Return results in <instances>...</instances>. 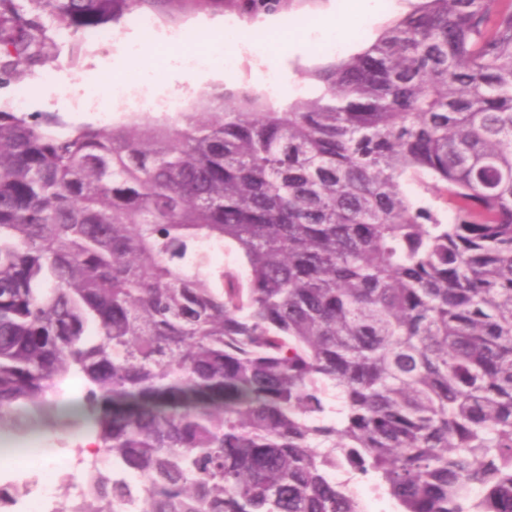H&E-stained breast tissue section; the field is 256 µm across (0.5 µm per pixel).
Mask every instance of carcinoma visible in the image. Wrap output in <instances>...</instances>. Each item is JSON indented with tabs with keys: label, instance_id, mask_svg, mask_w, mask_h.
I'll return each instance as SVG.
<instances>
[{
	"label": "carcinoma",
	"instance_id": "cac0c4a2",
	"mask_svg": "<svg viewBox=\"0 0 512 512\" xmlns=\"http://www.w3.org/2000/svg\"><path fill=\"white\" fill-rule=\"evenodd\" d=\"M161 2L0 0V86ZM308 76L173 122L0 103V433L84 381L109 465L68 512H512V0ZM357 491L368 512H392L393 505L387 498H378L371 490L370 484L361 482L357 485Z\"/></svg>",
	"mask_w": 512,
	"mask_h": 512
}]
</instances>
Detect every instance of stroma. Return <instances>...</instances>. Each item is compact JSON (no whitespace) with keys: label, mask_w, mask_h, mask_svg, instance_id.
Instances as JSON below:
<instances>
[{"label":"stroma","mask_w":512,"mask_h":512,"mask_svg":"<svg viewBox=\"0 0 512 512\" xmlns=\"http://www.w3.org/2000/svg\"><path fill=\"white\" fill-rule=\"evenodd\" d=\"M372 11H364L359 0H293L278 15V25L268 19H240L231 42L236 58L234 70L223 83L232 88L249 85L265 89L267 66L265 50L282 51L277 91L269 101L283 107L300 95L319 93V85L307 78L308 70L336 61L337 57L360 52L373 42L386 25L407 13L412 0H372ZM349 21L350 38L341 48H333L313 33L325 17ZM172 25L179 29L178 43H166L154 31H126L123 41L101 47H89L80 66H71L68 49L74 39L70 31L56 36L58 52L51 62L33 68L32 72L0 88V102L21 105L26 112H52L68 124H97L96 113L78 110L74 99L79 91H100L104 81L119 75L129 88L152 97H163L185 90L201 92L212 87V80H190L186 77L184 60L205 52L208 45L222 41L224 16L210 11L174 12ZM152 46L151 56H142L140 49ZM86 436L79 432L76 421L59 417L44 419L33 433H21L11 439L18 447L58 448V464L68 467L77 458L76 449Z\"/></svg>","instance_id":"obj_1"}]
</instances>
